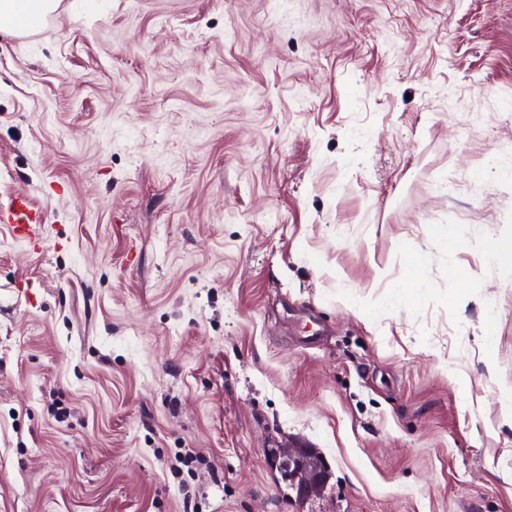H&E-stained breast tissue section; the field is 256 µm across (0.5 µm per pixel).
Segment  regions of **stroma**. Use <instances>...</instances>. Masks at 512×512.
Wrapping results in <instances>:
<instances>
[{
	"mask_svg": "<svg viewBox=\"0 0 512 512\" xmlns=\"http://www.w3.org/2000/svg\"><path fill=\"white\" fill-rule=\"evenodd\" d=\"M510 140L512 0L0 32V205L50 228L30 255L0 224V512H512ZM288 461L294 468L293 482L300 497L320 493L328 480V468L312 448H288Z\"/></svg>",
	"mask_w": 512,
	"mask_h": 512,
	"instance_id": "stroma-1",
	"label": "stroma"
}]
</instances>
